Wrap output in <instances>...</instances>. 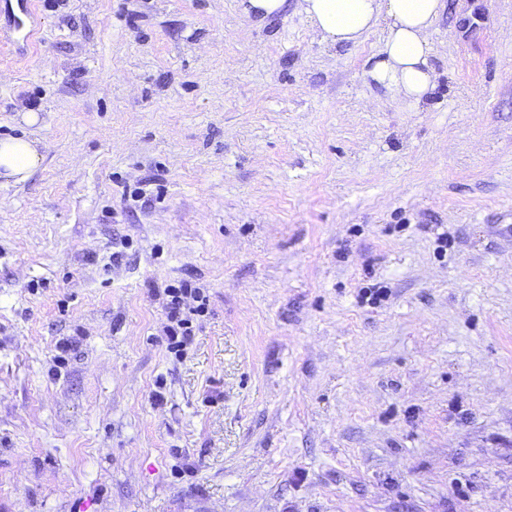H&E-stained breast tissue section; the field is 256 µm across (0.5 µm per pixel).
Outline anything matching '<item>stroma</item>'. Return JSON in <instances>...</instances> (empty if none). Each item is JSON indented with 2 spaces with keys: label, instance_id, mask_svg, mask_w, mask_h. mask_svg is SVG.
<instances>
[{
  "label": "stroma",
  "instance_id": "stroma-1",
  "mask_svg": "<svg viewBox=\"0 0 512 512\" xmlns=\"http://www.w3.org/2000/svg\"><path fill=\"white\" fill-rule=\"evenodd\" d=\"M444 3L411 108L379 29L34 0L0 47V136L43 154L0 185V512H512V0ZM165 294L168 297L165 310L167 320L166 336H168V348L176 355L181 354L183 347L192 341L195 336L193 330V316H203L207 311L206 296L197 288H190L188 283L182 284L179 288H166ZM192 296L199 304L188 308L184 307V298ZM180 336V339H178Z\"/></svg>",
  "mask_w": 512,
  "mask_h": 512
}]
</instances>
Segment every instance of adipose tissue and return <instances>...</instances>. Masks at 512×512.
<instances>
[{"label": "adipose tissue", "instance_id": "ef3b65f1", "mask_svg": "<svg viewBox=\"0 0 512 512\" xmlns=\"http://www.w3.org/2000/svg\"><path fill=\"white\" fill-rule=\"evenodd\" d=\"M312 31L329 46L349 44L371 29L387 35L369 75L400 100L415 107L431 96L436 75L429 64L430 34L442 0H297ZM42 155L27 136L0 137V178L21 183L39 166Z\"/></svg>", "mask_w": 512, "mask_h": 512}]
</instances>
